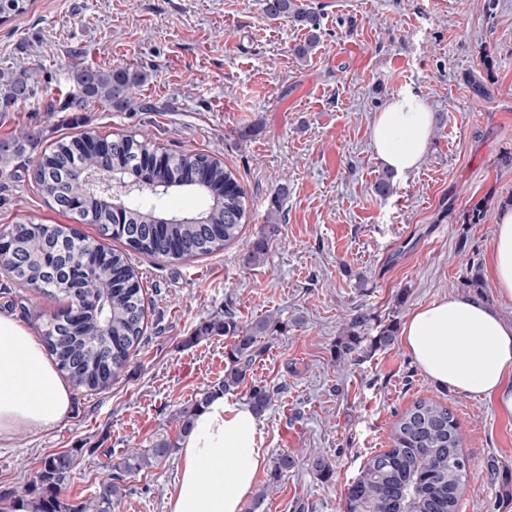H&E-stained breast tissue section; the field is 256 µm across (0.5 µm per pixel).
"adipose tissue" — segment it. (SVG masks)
Returning <instances> with one entry per match:
<instances>
[{
  "instance_id": "adipose-tissue-1",
  "label": "adipose tissue",
  "mask_w": 512,
  "mask_h": 512,
  "mask_svg": "<svg viewBox=\"0 0 512 512\" xmlns=\"http://www.w3.org/2000/svg\"><path fill=\"white\" fill-rule=\"evenodd\" d=\"M433 114L414 91L391 97L370 127L374 150L389 170L421 163ZM497 293L512 301V208L499 213L493 235ZM404 346L434 384L490 398L512 415V321L465 295L417 309L402 330ZM72 385L43 345L13 315L0 313V441L65 423ZM260 419L250 404L212 396L180 444V471L166 512H243L266 463Z\"/></svg>"
}]
</instances>
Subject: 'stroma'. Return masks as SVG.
<instances>
[{
  "mask_svg": "<svg viewBox=\"0 0 512 512\" xmlns=\"http://www.w3.org/2000/svg\"><path fill=\"white\" fill-rule=\"evenodd\" d=\"M320 27L268 18L265 0H32L0 23V69L35 71L40 94L0 112V141L33 143L0 172V231L23 219L94 226L48 205L34 187L39 154L65 134L147 138L170 156L204 153L236 174L249 217L238 242L191 265L132 254L143 283L145 331L109 389L73 391L64 425L0 446V492L33 489L42 460L75 450L64 491L98 493L129 448L179 439L176 412L217 387L231 338L193 341L202 323L232 312L266 317L250 380L275 395L260 431L269 457L296 461L260 512H346L365 463L391 446L398 417L429 398L455 414L470 460L460 512H512V416L487 398L433 384L402 341L380 348L383 327L451 294L512 319L490 273L496 216L512 206V0H302ZM97 66L143 73L133 109L72 104L70 72ZM483 92H474L473 82ZM434 125L418 169L389 175L370 126L405 89ZM286 186L279 231L260 262L241 254L264 229L272 194ZM68 307L63 295L20 288L0 273V311L38 329ZM355 351L339 357L356 314ZM320 454L329 470L311 468ZM180 465L123 477L112 512H165Z\"/></svg>",
  "mask_w": 512,
  "mask_h": 512,
  "instance_id": "35a3bbf8",
  "label": "stroma"
}]
</instances>
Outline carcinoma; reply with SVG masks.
<instances>
[{"instance_id":"1","label":"carcinoma","mask_w":512,"mask_h":512,"mask_svg":"<svg viewBox=\"0 0 512 512\" xmlns=\"http://www.w3.org/2000/svg\"><path fill=\"white\" fill-rule=\"evenodd\" d=\"M28 2L0 0V20L25 13ZM264 10L270 18L288 17L309 29L308 42L295 48L298 56H307L319 28L315 13L303 8L299 0H265ZM71 78L77 101H98L123 110L133 104L131 92L143 80V74L123 67L107 70L84 67L73 71ZM37 95L39 85L34 73L0 71V112L25 105ZM30 142L29 132L23 131L13 141L0 143V169H6ZM78 143L76 138L55 141L40 156L34 182L41 196L58 206L69 196L83 198L84 207L78 210L81 220L97 225L102 235L123 240L134 252L176 261L211 254L238 238L247 209L246 192L233 171L224 167L220 160L201 153L167 157L165 190L143 191L130 197L126 222L155 232L152 237L133 239L113 223L110 206L95 184L74 178L71 168L93 177L108 170L120 175L138 170L141 162L154 156L157 150L146 141L127 136L112 142L115 153L108 161L91 150L75 153ZM286 191L283 185L271 196L267 228L245 254L246 264L258 262L267 253L269 242L278 232L281 199ZM184 192L209 199L208 207L202 211L203 223H160L172 214L170 197ZM5 233L31 258L23 267H7L8 277L20 288L66 292L63 282L48 280L43 275L42 255L48 236L69 248L106 249L98 239L86 234L74 241L77 231L67 224L37 230L29 222H18ZM108 253L112 256V277L74 273L75 283L84 296L103 304L102 309H92L89 318L73 333L53 319L42 329L43 342L59 370L76 386L89 390H104L111 385L109 380L94 379L97 365L93 362V350L103 337H112V374L115 375L125 366L130 348L143 334L142 289L138 276L129 263L128 254L111 249ZM269 327L268 320L243 327L227 312L224 319L203 323L196 329L193 336L196 342L211 336L233 339L229 365L217 390L227 393L245 381L261 354L259 338ZM83 354L88 356V366L86 373L78 376L70 371L69 360ZM212 395L211 391L204 392L176 413L181 433L190 429L196 412ZM247 397L261 415L270 408L274 392L266 385H254ZM391 441V448L368 460L359 477L348 487L347 512H460L468 460L461 451L459 423L448 407L429 399L415 401L396 421ZM175 448L177 442L162 438L148 450L130 449L113 465L115 473L103 481L99 494L76 503L63 495L75 467V456L70 451L53 454L45 458L37 473V495L26 499L14 491L0 493V512H112L124 492L121 474L157 466L169 458ZM294 464L290 454L280 453L271 468L267 486L278 484Z\"/></svg>"}]
</instances>
